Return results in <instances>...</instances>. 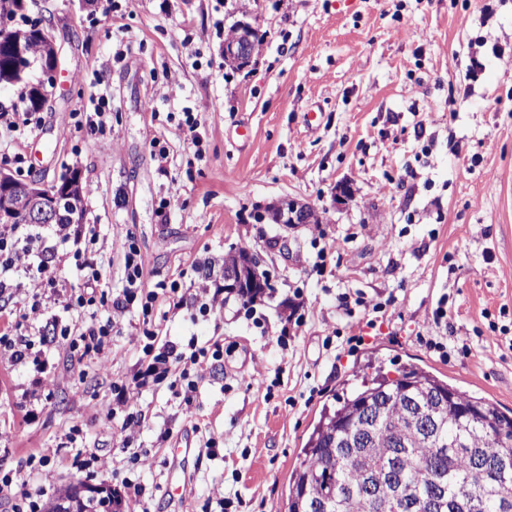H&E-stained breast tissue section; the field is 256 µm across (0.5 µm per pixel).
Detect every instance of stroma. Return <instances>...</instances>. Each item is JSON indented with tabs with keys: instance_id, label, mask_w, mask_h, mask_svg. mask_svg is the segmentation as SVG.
Segmentation results:
<instances>
[{
	"instance_id": "stroma-1",
	"label": "stroma",
	"mask_w": 512,
	"mask_h": 512,
	"mask_svg": "<svg viewBox=\"0 0 512 512\" xmlns=\"http://www.w3.org/2000/svg\"><path fill=\"white\" fill-rule=\"evenodd\" d=\"M105 1L27 0V18L52 24L62 76L35 133L0 132V158L23 156L21 178L49 184L78 172L110 294L130 239L145 289L189 288L198 259L242 249L270 288L249 310L225 295L208 318L163 296L146 316L133 301L104 370L52 344L0 363V478L12 480L0 512L41 510L72 482L112 485L123 512H287L323 406L409 365L512 410V0ZM245 18L263 42L234 71L224 34ZM78 112L102 113V128L76 130ZM189 112L198 147L180 127ZM282 197L320 222L266 220ZM443 296L448 338L470 346L445 360L417 340ZM147 328L182 349L223 342L224 363L189 402L166 382L145 389L129 439L115 387L145 369ZM43 365L59 381L34 405ZM187 428L191 489L167 500Z\"/></svg>"
}]
</instances>
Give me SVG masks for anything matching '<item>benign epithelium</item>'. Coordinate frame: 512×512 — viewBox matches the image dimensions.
<instances>
[{
    "mask_svg": "<svg viewBox=\"0 0 512 512\" xmlns=\"http://www.w3.org/2000/svg\"><path fill=\"white\" fill-rule=\"evenodd\" d=\"M38 35L44 47L45 64L42 66V83L55 87L60 66L55 62L58 49L49 29L43 24L36 25ZM255 40L253 25L240 21L233 29L232 36L224 42V57L241 60L253 56ZM17 66L15 71L22 75L32 65L29 50L17 42L13 44ZM83 205V191L78 180L66 186L51 188L40 182H18L14 180L8 168L0 166V223L11 224L19 215L27 224H49L57 216L67 211L71 218H76ZM274 223L284 227L295 224H315L320 221L319 212L311 206L293 198L285 197L273 204ZM247 261L236 260L235 268L224 270V291L241 294L246 283L256 284L260 279L255 276L259 272L260 259L246 253ZM116 500L112 487L107 485L73 484L70 486L67 501L70 512H86L84 507L89 503L100 501L109 503Z\"/></svg>",
    "mask_w": 512,
    "mask_h": 512,
    "instance_id": "benign-epithelium-1",
    "label": "benign epithelium"
}]
</instances>
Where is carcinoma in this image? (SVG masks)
<instances>
[{
  "label": "carcinoma",
  "instance_id": "obj_1",
  "mask_svg": "<svg viewBox=\"0 0 512 512\" xmlns=\"http://www.w3.org/2000/svg\"><path fill=\"white\" fill-rule=\"evenodd\" d=\"M28 24L0 29V86L21 87L26 111L45 100L9 66ZM289 479L288 512H512V411L411 366L336 399Z\"/></svg>",
  "mask_w": 512,
  "mask_h": 512
}]
</instances>
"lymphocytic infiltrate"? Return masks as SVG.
I'll use <instances>...</instances> for the list:
<instances>
[{
	"label": "lymphocytic infiltrate",
	"instance_id": "f902f5d3",
	"mask_svg": "<svg viewBox=\"0 0 512 512\" xmlns=\"http://www.w3.org/2000/svg\"><path fill=\"white\" fill-rule=\"evenodd\" d=\"M17 225H0V295L22 294L23 314L21 321L8 323L0 331V359L10 365L24 364L34 346L33 340L27 339L21 330L22 322L39 320L42 315L45 295H57L65 287V280L59 272L67 259H75L81 273L82 283L77 297L69 299L63 305L66 312L77 313L74 323L65 324L49 336V343L81 351L83 357L94 365L103 366L110 362L112 350L106 342L113 329L123 325L128 312L129 301L134 295L142 297V312L150 314L157 300L156 292H143L145 261L134 241H127L124 250V267L126 286L121 297L112 299L109 315L105 321H84L83 315L97 304L99 293L106 287L107 280L101 266L88 258L81 245L86 242L89 228L82 224L55 225L54 244L32 251L21 245L16 236ZM72 244V253L61 252L64 244ZM19 270L26 276L25 284L11 283L9 272ZM197 286L193 293L184 294L179 284H171L169 289L173 309L188 306L198 307L201 314L214 315L224 308L223 288L215 276V264L203 262L196 268ZM144 354L149 359L143 378L132 385L117 389L118 407L128 406L139 389L145 386L147 379L161 380L173 378L176 385L184 387L186 393H196L206 373L224 359V347L215 343L211 347L192 348L191 352L179 350L177 345L164 343L162 346L147 344Z\"/></svg>",
	"mask_w": 512,
	"mask_h": 512
}]
</instances>
